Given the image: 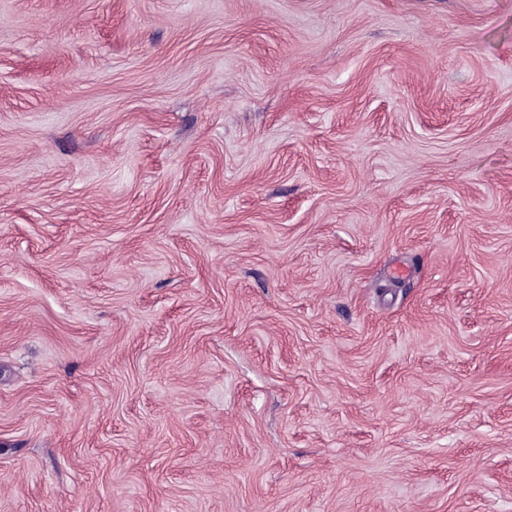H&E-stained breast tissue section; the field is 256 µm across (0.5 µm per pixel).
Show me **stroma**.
Masks as SVG:
<instances>
[{"label": "stroma", "mask_w": 512, "mask_h": 512, "mask_svg": "<svg viewBox=\"0 0 512 512\" xmlns=\"http://www.w3.org/2000/svg\"><path fill=\"white\" fill-rule=\"evenodd\" d=\"M0 512H512V0H0Z\"/></svg>", "instance_id": "35a3bbf8"}]
</instances>
